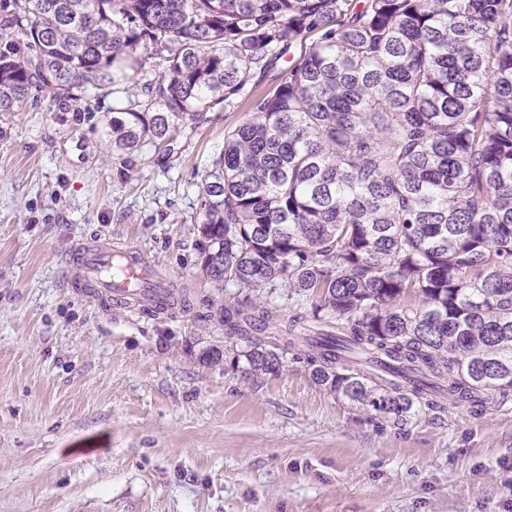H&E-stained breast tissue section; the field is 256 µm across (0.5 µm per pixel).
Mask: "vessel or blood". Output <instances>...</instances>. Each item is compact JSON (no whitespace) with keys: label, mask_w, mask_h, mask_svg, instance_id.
<instances>
[{"label":"vessel or blood","mask_w":512,"mask_h":512,"mask_svg":"<svg viewBox=\"0 0 512 512\" xmlns=\"http://www.w3.org/2000/svg\"><path fill=\"white\" fill-rule=\"evenodd\" d=\"M69 262L80 287L99 301L127 307L146 300L160 311L169 305L171 279L139 252L118 249L108 242H83L71 251Z\"/></svg>","instance_id":"1"}]
</instances>
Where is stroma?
<instances>
[{
	"instance_id": "stroma-1",
	"label": "stroma",
	"mask_w": 512,
	"mask_h": 512,
	"mask_svg": "<svg viewBox=\"0 0 512 512\" xmlns=\"http://www.w3.org/2000/svg\"><path fill=\"white\" fill-rule=\"evenodd\" d=\"M111 97L0 112V512H512V401L406 420L316 383L296 346L251 380L203 352L238 291L200 270L198 186L246 104L181 124L164 163L106 135ZM140 252L186 289L164 313L73 288L74 244ZM268 334L309 299L261 297Z\"/></svg>"
}]
</instances>
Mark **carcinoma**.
<instances>
[{
  "mask_svg": "<svg viewBox=\"0 0 512 512\" xmlns=\"http://www.w3.org/2000/svg\"><path fill=\"white\" fill-rule=\"evenodd\" d=\"M12 21L0 112L110 88L124 163L247 101L198 192L201 270L247 292L205 318L245 378L302 339L318 384L398 420L441 391L512 400V0H14ZM267 288L310 316L253 335ZM299 55V52H290L286 56L288 58V64L280 60L277 62L276 66H274L264 77L263 79L255 85L256 93H263L272 90L281 80V78L286 74L285 69L287 66L291 64V60L296 59Z\"/></svg>",
  "mask_w": 512,
  "mask_h": 512,
  "instance_id": "carcinoma-1",
  "label": "carcinoma"
}]
</instances>
